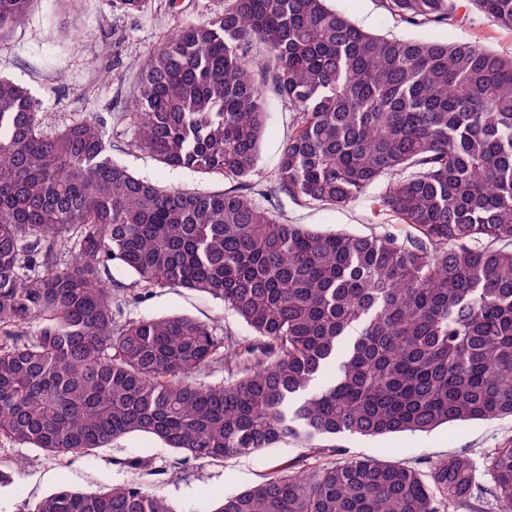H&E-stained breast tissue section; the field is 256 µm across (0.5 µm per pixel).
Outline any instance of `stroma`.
I'll list each match as a JSON object with an SVG mask.
<instances>
[{"label": "stroma", "instance_id": "stroma-1", "mask_svg": "<svg viewBox=\"0 0 512 512\" xmlns=\"http://www.w3.org/2000/svg\"><path fill=\"white\" fill-rule=\"evenodd\" d=\"M365 31L429 41L477 42L512 55V31L471 12L462 26H411L392 19L379 0H330ZM217 0H153L140 14L128 13L120 0H35L25 21L0 40V76L27 90L36 101L45 129L76 116L103 119L112 140V156L135 176L162 188L221 191L235 181L204 178L189 169H171L133 147L129 112L139 91L140 66L149 51L187 22L208 20ZM269 117L263 132L258 168L247 181L251 198L272 215L319 232L347 231L360 235L391 231L405 236L408 225L379 210L374 203L383 186L375 184L358 200L331 207L296 200L280 193L276 174L282 149L295 128V114L274 92L266 94ZM186 314L206 321L225 341L251 332L223 302L184 288L146 290L127 306L125 318ZM512 441V417L443 425L424 433L378 437H344L337 446L346 457L415 464L465 453L483 460L490 449ZM173 453L153 439L131 434L95 453L64 461L0 438V464L13 466L11 484L0 486V512H29L57 486L66 484L87 493L136 483L167 499L175 512H210L218 501L239 494L291 462L310 468L334 461V454L311 456L298 442L267 448L217 463L193 462L175 469Z\"/></svg>", "mask_w": 512, "mask_h": 512}]
</instances>
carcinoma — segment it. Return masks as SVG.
Wrapping results in <instances>:
<instances>
[{"label":"carcinoma","instance_id":"cac0c4a2","mask_svg":"<svg viewBox=\"0 0 512 512\" xmlns=\"http://www.w3.org/2000/svg\"><path fill=\"white\" fill-rule=\"evenodd\" d=\"M32 2L0 0V38ZM380 3L409 25L474 8L512 30V0ZM263 82L295 112L278 189L343 207L385 179L377 205L415 235L315 232L240 188H161L112 159L100 121L46 133L0 78V437L63 459L145 434L177 468L512 417V57L373 34L327 0H224L149 52L133 145L172 169L253 177ZM114 264L136 287L223 301L254 343L226 347L187 315L121 320ZM222 360L224 382L196 379ZM483 494L512 512L511 443L424 470L291 464L212 512H483ZM29 512L173 509L127 484L60 486Z\"/></svg>","mask_w":512,"mask_h":512}]
</instances>
